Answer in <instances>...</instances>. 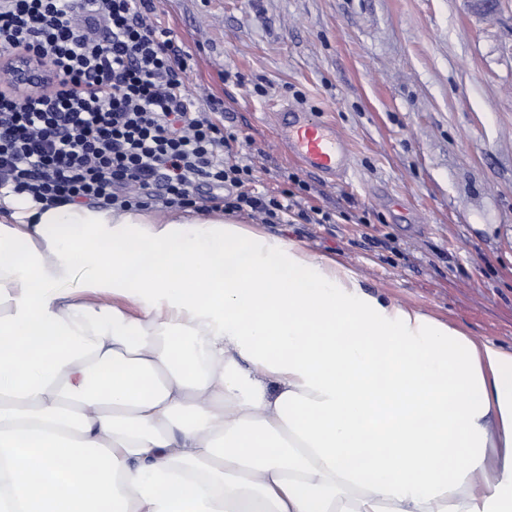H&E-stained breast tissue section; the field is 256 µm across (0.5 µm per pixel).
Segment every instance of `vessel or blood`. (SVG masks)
Wrapping results in <instances>:
<instances>
[{
	"label": "vessel or blood",
	"mask_w": 512,
	"mask_h": 512,
	"mask_svg": "<svg viewBox=\"0 0 512 512\" xmlns=\"http://www.w3.org/2000/svg\"><path fill=\"white\" fill-rule=\"evenodd\" d=\"M280 138L289 152L329 186L342 179L350 168L347 143L336 125L288 106L278 113Z\"/></svg>",
	"instance_id": "obj_1"
}]
</instances>
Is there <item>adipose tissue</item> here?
Wrapping results in <instances>:
<instances>
[{"instance_id": "1", "label": "adipose tissue", "mask_w": 512, "mask_h": 512, "mask_svg": "<svg viewBox=\"0 0 512 512\" xmlns=\"http://www.w3.org/2000/svg\"><path fill=\"white\" fill-rule=\"evenodd\" d=\"M0 512H512V353L219 209L6 189Z\"/></svg>"}]
</instances>
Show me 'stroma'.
Instances as JSON below:
<instances>
[{
	"label": "stroma",
	"mask_w": 512,
	"mask_h": 512,
	"mask_svg": "<svg viewBox=\"0 0 512 512\" xmlns=\"http://www.w3.org/2000/svg\"><path fill=\"white\" fill-rule=\"evenodd\" d=\"M154 19L194 59L188 93L222 101L252 189L332 215L239 222L512 353V0H159ZM288 104L343 132L347 179L279 143Z\"/></svg>",
	"instance_id": "1"
}]
</instances>
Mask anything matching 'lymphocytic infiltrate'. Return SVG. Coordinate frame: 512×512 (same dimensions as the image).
<instances>
[{"label":"lymphocytic infiltrate","instance_id":"obj_1","mask_svg":"<svg viewBox=\"0 0 512 512\" xmlns=\"http://www.w3.org/2000/svg\"><path fill=\"white\" fill-rule=\"evenodd\" d=\"M154 0H0V50L41 58L37 93L0 92V189L120 209L196 205L199 186L264 224L291 210L249 187L216 102L184 87L190 56Z\"/></svg>","mask_w":512,"mask_h":512}]
</instances>
